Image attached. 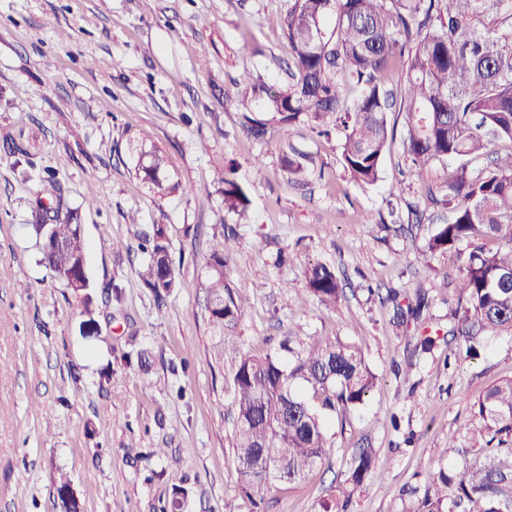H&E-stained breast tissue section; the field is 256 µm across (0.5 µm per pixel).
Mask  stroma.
<instances>
[{"instance_id":"obj_1","label":"stroma","mask_w":512,"mask_h":512,"mask_svg":"<svg viewBox=\"0 0 512 512\" xmlns=\"http://www.w3.org/2000/svg\"><path fill=\"white\" fill-rule=\"evenodd\" d=\"M288 0H0V512H61L56 483L71 481L83 512H224L237 493L229 449V394L205 312L209 241L237 236L227 270L250 298L239 329L254 353L293 337L308 348L341 337L357 345L383 386L347 419L333 418L331 461L303 482L275 484L265 512H317L353 449L376 470L349 512H394L409 484L438 466L449 433L487 388L512 377V335L490 336L478 358L447 362L461 281L447 257L419 252L438 218L410 174L402 144L384 154L380 181L351 182L337 141L307 125L250 139L225 106L243 68L287 81L284 40L269 16ZM255 52L243 55V44ZM17 144L21 153H9ZM159 149L176 189L154 195L136 169ZM308 158V186L281 158ZM246 187L245 217L227 213L219 184L228 161ZM61 180L88 245L97 330L41 261L29 226L47 171ZM394 215L367 224L396 182ZM137 213V223L127 221ZM167 228L176 288L157 301L141 281L139 235ZM126 243L123 251L113 250ZM332 266L345 291L320 305L303 277ZM426 293L421 327L441 335L416 351L418 329L398 326L388 289ZM144 351L149 372L126 355ZM138 451L127 454V444Z\"/></svg>"}]
</instances>
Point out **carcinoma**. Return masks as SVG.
I'll use <instances>...</instances> for the list:
<instances>
[{
    "label": "carcinoma",
    "mask_w": 512,
    "mask_h": 512,
    "mask_svg": "<svg viewBox=\"0 0 512 512\" xmlns=\"http://www.w3.org/2000/svg\"><path fill=\"white\" fill-rule=\"evenodd\" d=\"M271 23L280 28L292 62L290 80L269 85L249 69L235 79L243 106L242 127L255 140L272 128L309 123L336 137L340 163L359 185L380 179L382 158L394 139L389 114L402 117L403 148L432 204L451 213L435 226L422 257L457 254L462 296L449 333L459 340L454 358L480 355L487 336L512 335V150L494 153L479 172L470 159L494 140L512 143V0H289ZM402 59L400 100L386 89V74ZM138 172L159 196L175 190L157 149L144 153ZM305 155L283 156L297 182L310 171ZM224 208L241 216L245 189L224 176ZM60 180L52 172L31 208L36 237L62 247L41 251L55 279L68 285L87 269L84 236L75 223ZM485 240L497 246L488 248ZM234 234L212 237L208 258L207 320L214 356L231 392V448L238 493L224 512H263L277 481L293 483L329 458V419L359 410L379 384L360 348L339 337L302 351L285 339L280 349L250 353L237 331L249 299L231 283L227 261ZM146 254L141 278L156 299L175 287L165 225L142 234ZM308 289L326 308L343 297L336 273L325 263L306 266ZM387 300L397 317L416 319L424 298ZM466 434L480 444L460 448L456 435L438 449L458 455L462 469L439 466L422 486L402 491L396 512H512V378L488 388L472 404ZM376 463L371 448H356L343 480L320 503L321 512H346Z\"/></svg>",
    "instance_id": "1"
}]
</instances>
